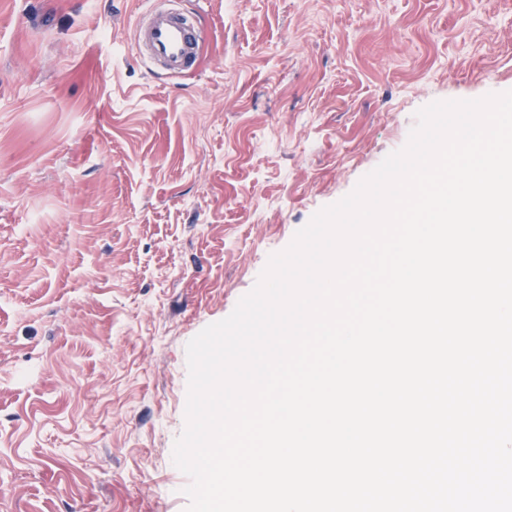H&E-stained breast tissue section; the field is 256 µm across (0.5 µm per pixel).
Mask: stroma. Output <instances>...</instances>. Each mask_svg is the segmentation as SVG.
<instances>
[{
  "label": "stroma",
  "mask_w": 512,
  "mask_h": 512,
  "mask_svg": "<svg viewBox=\"0 0 512 512\" xmlns=\"http://www.w3.org/2000/svg\"><path fill=\"white\" fill-rule=\"evenodd\" d=\"M0 0V512H185L186 345L401 149L418 109L512 90V0ZM133 30V42L140 59L152 67L178 76L195 68L202 42L198 17L173 6L149 0Z\"/></svg>",
  "instance_id": "35a3bbf8"
}]
</instances>
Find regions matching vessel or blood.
Instances as JSON below:
<instances>
[{
	"mask_svg": "<svg viewBox=\"0 0 512 512\" xmlns=\"http://www.w3.org/2000/svg\"><path fill=\"white\" fill-rule=\"evenodd\" d=\"M133 42L140 59L177 76L195 68L202 42L199 19L149 0L136 23Z\"/></svg>",
	"mask_w": 512,
	"mask_h": 512,
	"instance_id": "obj_1",
	"label": "vessel or blood"
}]
</instances>
